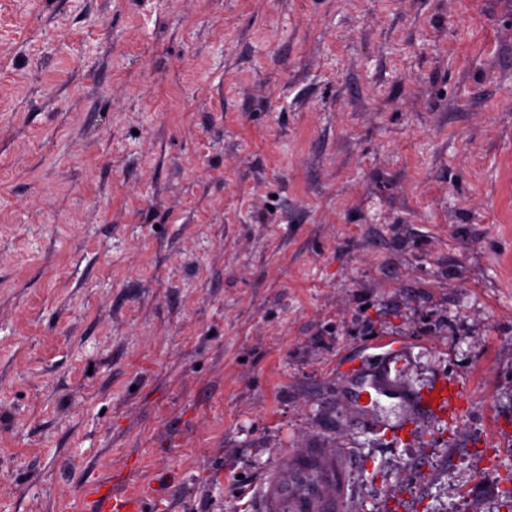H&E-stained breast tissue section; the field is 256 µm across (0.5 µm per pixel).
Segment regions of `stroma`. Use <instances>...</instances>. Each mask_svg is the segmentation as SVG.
I'll return each instance as SVG.
<instances>
[{"instance_id": "35a3bbf8", "label": "stroma", "mask_w": 512, "mask_h": 512, "mask_svg": "<svg viewBox=\"0 0 512 512\" xmlns=\"http://www.w3.org/2000/svg\"><path fill=\"white\" fill-rule=\"evenodd\" d=\"M453 415L336 407L377 344ZM502 512L512 0H0V512ZM346 448H303L274 470L266 482L263 512L288 496L280 512H339L347 499Z\"/></svg>"}]
</instances>
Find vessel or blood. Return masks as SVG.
I'll use <instances>...</instances> for the list:
<instances>
[{
	"label": "vessel or blood",
	"mask_w": 512,
	"mask_h": 512,
	"mask_svg": "<svg viewBox=\"0 0 512 512\" xmlns=\"http://www.w3.org/2000/svg\"><path fill=\"white\" fill-rule=\"evenodd\" d=\"M408 366L407 354L399 348L364 362L358 379L341 377V403L351 420L383 431L378 412L384 399L398 400L406 424L432 412L430 394L410 387ZM346 456L343 448H305L288 457L266 482L265 512H273L283 501L290 512H340L347 498Z\"/></svg>",
	"instance_id": "1"
}]
</instances>
